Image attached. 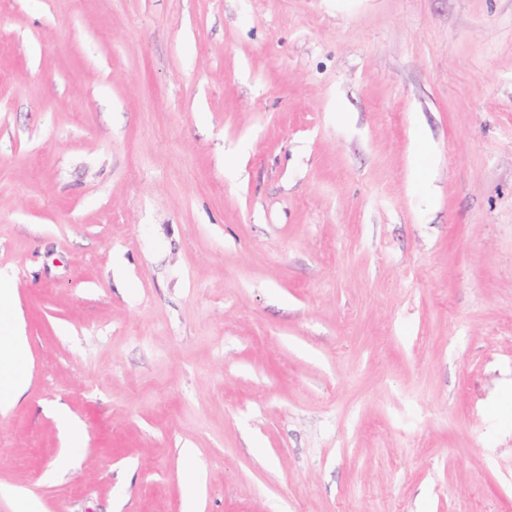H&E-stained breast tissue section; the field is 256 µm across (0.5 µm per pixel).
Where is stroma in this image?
Instances as JSON below:
<instances>
[{
	"mask_svg": "<svg viewBox=\"0 0 512 512\" xmlns=\"http://www.w3.org/2000/svg\"><path fill=\"white\" fill-rule=\"evenodd\" d=\"M0 271V512H512V0H0ZM0 414H5L24 392L26 383L21 372L27 342L15 326L0 329Z\"/></svg>",
	"mask_w": 512,
	"mask_h": 512,
	"instance_id": "stroma-1",
	"label": "stroma"
}]
</instances>
